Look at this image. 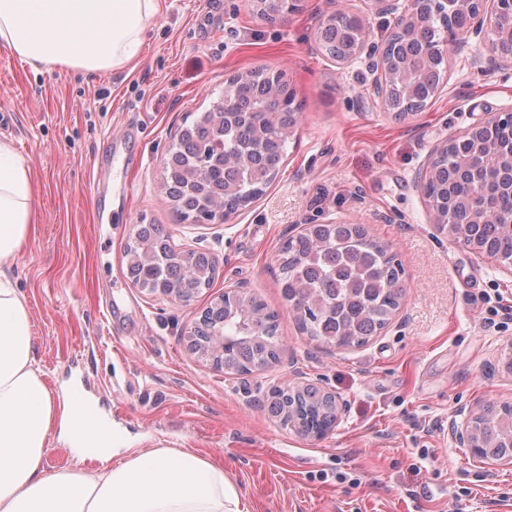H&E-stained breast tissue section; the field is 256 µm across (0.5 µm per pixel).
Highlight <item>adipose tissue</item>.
Instances as JSON below:
<instances>
[{
  "label": "adipose tissue",
  "instance_id": "ef3b65f1",
  "mask_svg": "<svg viewBox=\"0 0 512 512\" xmlns=\"http://www.w3.org/2000/svg\"><path fill=\"white\" fill-rule=\"evenodd\" d=\"M160 0H0V45L33 69L122 70L140 55ZM36 184L0 138V512H247L223 467L193 452H136L119 465V435L100 440L84 403L57 402L37 362L30 311L9 274L37 222ZM98 469L42 467L54 423Z\"/></svg>",
  "mask_w": 512,
  "mask_h": 512
}]
</instances>
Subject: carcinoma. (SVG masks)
<instances>
[{
	"label": "carcinoma",
	"mask_w": 512,
	"mask_h": 512,
	"mask_svg": "<svg viewBox=\"0 0 512 512\" xmlns=\"http://www.w3.org/2000/svg\"><path fill=\"white\" fill-rule=\"evenodd\" d=\"M449 16L430 12L414 37L394 46L391 63L408 71V81L392 95L399 107L417 112L435 93L434 77L443 61L436 48ZM367 35L357 19L322 23V53L339 43L355 52ZM288 85L270 71H248L224 86L212 108L184 126L164 166L163 189L183 220L215 205L230 215L255 199L278 174L299 108L286 102ZM438 210L442 232L465 237L473 249L512 264V131L486 127L448 141L421 185ZM492 194L496 208L472 222L477 200ZM132 281L149 292L182 288L199 294L212 285L215 262L209 255L177 248L158 224H138L127 248ZM281 298L297 315L301 330L315 341L361 347L395 316L404 292L403 272L391 249L368 237L360 224H307L279 250ZM205 326L224 335L229 374L252 373L277 360L279 315L256 297L227 291L202 313ZM274 412L285 427L310 431L329 423L334 407L310 389L288 384L272 392ZM485 452L498 456L512 448V403L488 408L475 422Z\"/></svg>",
	"instance_id": "1"
}]
</instances>
